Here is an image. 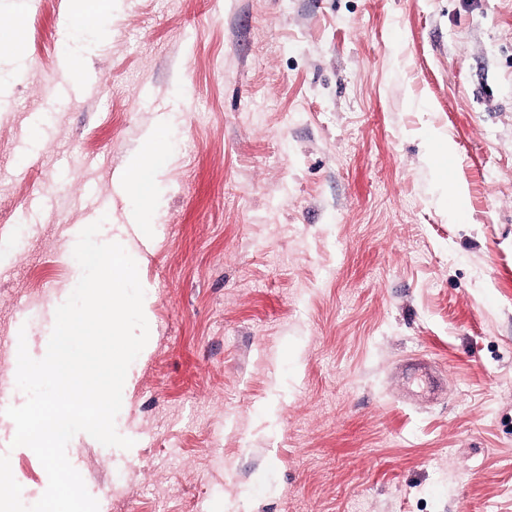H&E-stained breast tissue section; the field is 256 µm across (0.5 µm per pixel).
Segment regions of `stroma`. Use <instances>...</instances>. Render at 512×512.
<instances>
[{
    "label": "stroma",
    "instance_id": "35a3bbf8",
    "mask_svg": "<svg viewBox=\"0 0 512 512\" xmlns=\"http://www.w3.org/2000/svg\"><path fill=\"white\" fill-rule=\"evenodd\" d=\"M0 0V391L81 277L79 225L171 121L137 263L148 351L67 456L99 512H512V0ZM447 137L445 195L424 158ZM0 446L30 501L48 476ZM118 7L112 0H83L79 9L69 15V33L84 34L102 30L105 20ZM19 30L14 21L0 18V40H9L14 45V50L7 55L5 67L0 71V96L3 99L7 96L12 76L25 67V57L18 51L22 41Z\"/></svg>",
    "mask_w": 512,
    "mask_h": 512
}]
</instances>
